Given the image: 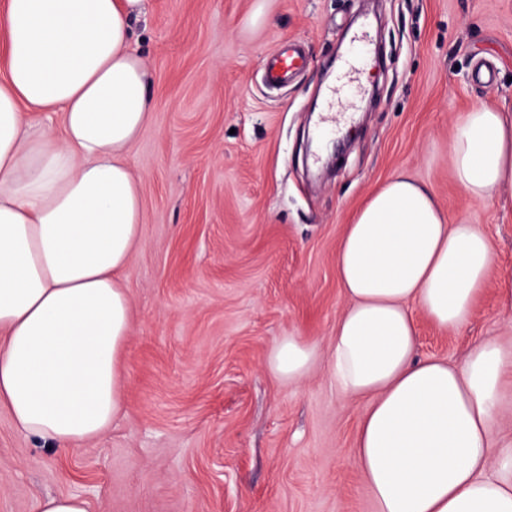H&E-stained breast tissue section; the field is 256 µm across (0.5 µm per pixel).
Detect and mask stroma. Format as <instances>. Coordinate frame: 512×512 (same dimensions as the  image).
Segmentation results:
<instances>
[{
	"instance_id": "35a3bbf8",
	"label": "stroma",
	"mask_w": 512,
	"mask_h": 512,
	"mask_svg": "<svg viewBox=\"0 0 512 512\" xmlns=\"http://www.w3.org/2000/svg\"><path fill=\"white\" fill-rule=\"evenodd\" d=\"M131 31L153 113L129 158L143 224L127 271L124 412L60 452L1 409L0 512L60 494L89 512H375L354 461L362 405L329 371L347 305L336 251L364 199L407 173L496 253L459 330L417 315L419 356L459 364L478 341L512 338L498 302L512 287V197L466 196L448 144L473 103L512 105V0H147ZM290 41L304 69L266 84ZM356 55L369 86L339 105L358 113L351 140L311 166L323 89ZM480 62L492 82L476 78ZM283 336L321 354L296 384L266 365Z\"/></svg>"
}]
</instances>
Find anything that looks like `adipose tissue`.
Masks as SVG:
<instances>
[{"label":"adipose tissue","instance_id":"adipose-tissue-1","mask_svg":"<svg viewBox=\"0 0 512 512\" xmlns=\"http://www.w3.org/2000/svg\"><path fill=\"white\" fill-rule=\"evenodd\" d=\"M145 0H5L0 10V408L68 449L124 408L131 328L123 279L142 236L128 163L152 118L151 77L130 47ZM58 115L34 125L28 115ZM452 175L472 198L512 194V106L475 103L455 122ZM495 264L487 234L449 223L405 173L344 228L336 275L348 305L329 370L362 400L354 459L376 512H512V344L489 338L461 364L417 357L415 311L444 331L469 319ZM316 346L280 339L267 367L301 381Z\"/></svg>","mask_w":512,"mask_h":512}]
</instances>
